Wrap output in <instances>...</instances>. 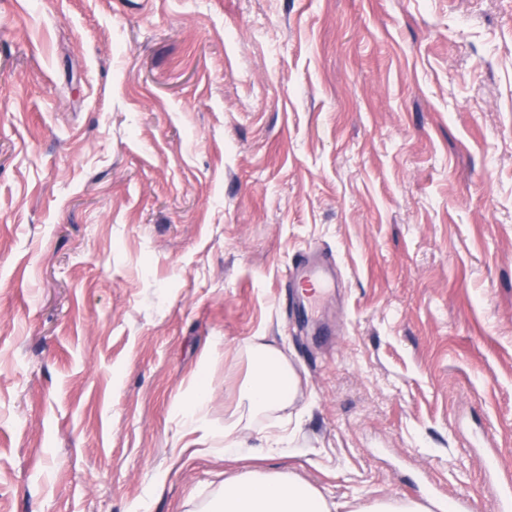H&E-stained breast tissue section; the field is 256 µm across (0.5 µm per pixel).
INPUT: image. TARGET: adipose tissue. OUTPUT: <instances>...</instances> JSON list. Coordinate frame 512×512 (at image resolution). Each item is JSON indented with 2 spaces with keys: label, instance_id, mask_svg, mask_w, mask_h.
<instances>
[{
  "label": "adipose tissue",
  "instance_id": "obj_1",
  "mask_svg": "<svg viewBox=\"0 0 512 512\" xmlns=\"http://www.w3.org/2000/svg\"><path fill=\"white\" fill-rule=\"evenodd\" d=\"M243 398L250 410L284 411L295 400L299 379L270 344L254 338ZM334 506L312 485L292 474L253 470L225 481L203 512H333Z\"/></svg>",
  "mask_w": 512,
  "mask_h": 512
}]
</instances>
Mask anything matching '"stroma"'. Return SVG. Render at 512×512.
I'll return each mask as SVG.
<instances>
[{
  "label": "stroma",
  "instance_id": "obj_1",
  "mask_svg": "<svg viewBox=\"0 0 512 512\" xmlns=\"http://www.w3.org/2000/svg\"><path fill=\"white\" fill-rule=\"evenodd\" d=\"M313 248L335 286L278 306ZM256 336L287 419L241 401ZM200 379L293 445L199 452ZM256 468L337 512L512 483V0H0V512Z\"/></svg>",
  "mask_w": 512,
  "mask_h": 512
}]
</instances>
